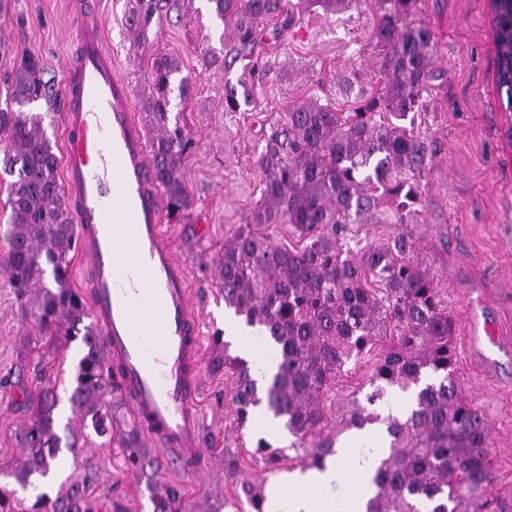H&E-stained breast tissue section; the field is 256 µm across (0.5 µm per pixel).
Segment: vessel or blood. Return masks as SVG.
<instances>
[{"mask_svg": "<svg viewBox=\"0 0 512 512\" xmlns=\"http://www.w3.org/2000/svg\"><path fill=\"white\" fill-rule=\"evenodd\" d=\"M71 36L77 54L63 90L64 182L79 253L94 278L91 310L148 438L163 456L200 459V324L186 268L163 229L147 135L96 22L76 13Z\"/></svg>", "mask_w": 512, "mask_h": 512, "instance_id": "b4317fda", "label": "vessel or blood"}]
</instances>
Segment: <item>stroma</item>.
Listing matches in <instances>:
<instances>
[{
    "mask_svg": "<svg viewBox=\"0 0 512 512\" xmlns=\"http://www.w3.org/2000/svg\"><path fill=\"white\" fill-rule=\"evenodd\" d=\"M96 14L105 45L115 56L134 97L148 90L155 57L173 59L188 79L187 99L173 97L172 114L189 130L193 145L182 179L193 204L180 218L165 219L172 244L187 266L200 314L204 352L196 402L204 422L207 463L189 478L163 462L150 439L144 471L125 465L118 445L97 436L69 402L80 342L46 343L31 306L17 300L0 272V488L14 503L33 498L10 478L25 452L16 434L30 423L35 405L25 394L52 387L57 397L55 430L63 448L60 470L48 492L57 494L93 473L88 495L94 512H153L150 485H178L179 512H252L242 491L250 482L263 490L298 468L287 429L268 437L285 449L287 461L272 466L255 455L264 434L256 414L240 418L234 379L211 367L215 337L233 317L218 286L224 243L251 223L261 200L256 158L273 127L295 103L313 99L339 112L352 111L383 80L371 43L377 22L373 4L329 14L299 10L281 34L272 25L256 44L260 69L230 52L231 34L211 0H161L144 41L126 22L127 0H0V108L23 55L38 56L49 99L31 104L56 149L64 147V62L72 52L70 15ZM418 20L436 42L432 72L411 118L431 155L421 173V202L406 224H350L346 240L382 243L410 233L415 255L428 268L455 322L457 375L464 398L485 414L491 438L493 497L512 504V146L504 136L506 116L493 80L495 50L486 0H421ZM236 110H227L226 97Z\"/></svg>",
    "mask_w": 512,
    "mask_h": 512,
    "instance_id": "35a3bbf8",
    "label": "stroma"
}]
</instances>
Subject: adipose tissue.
<instances>
[{"label":"adipose tissue","mask_w":512,"mask_h":512,"mask_svg":"<svg viewBox=\"0 0 512 512\" xmlns=\"http://www.w3.org/2000/svg\"><path fill=\"white\" fill-rule=\"evenodd\" d=\"M375 435L371 428L352 430L325 470L285 475L271 491L266 512H365L375 491V465L361 449L373 446Z\"/></svg>","instance_id":"ef3b65f1"}]
</instances>
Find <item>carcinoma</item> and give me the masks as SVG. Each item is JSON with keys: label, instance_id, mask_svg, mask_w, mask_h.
<instances>
[{"label": "carcinoma", "instance_id": "obj_1", "mask_svg": "<svg viewBox=\"0 0 512 512\" xmlns=\"http://www.w3.org/2000/svg\"><path fill=\"white\" fill-rule=\"evenodd\" d=\"M216 15L231 26L233 49L247 56L258 41L257 24L291 21L290 7L319 6L326 12L356 8L363 0H211ZM420 0H373L379 13L374 33L380 52L381 89L353 112L303 102L289 108L282 129L269 135L260 154L264 204L254 212L255 227L224 242L219 278L224 304L254 329L276 354L277 371L259 391L250 363L217 352L213 367L235 378L234 401L242 417L260 405L283 421L301 448V470H322L351 429L385 427L388 447L377 456L376 493L366 512H495L490 507L493 472L490 431L481 409L464 400L455 377L453 323L434 277L413 255L402 232L381 244L354 251L341 232L366 215L393 210L405 223L421 190L415 174L427 157L425 142L406 125L418 107L435 54L428 25L413 19ZM158 0H128L135 39L145 38ZM499 55L505 109L512 108V36H501ZM175 61L156 57L151 89L141 99L154 131L153 178L169 214L191 206L181 178L193 141L170 120ZM38 57H22L9 92L14 109L0 110L8 130L5 164H20L11 184L10 249L0 269L21 300L34 295L41 333L64 331V342L81 338L86 350L78 363L70 402L82 422L99 436L112 423V362L102 336L88 317L86 303L70 284L77 225L71 222L58 181L59 159L41 117L24 111L47 95ZM289 224L301 245L274 243L260 228ZM365 364L370 375L366 403L358 397L336 402V378L348 364ZM415 388V403L404 417L378 412L375 404L395 390ZM53 389L41 390L31 423L17 438L27 458L13 476L27 486L47 476L60 452L54 432ZM128 467L143 466L140 433L117 436ZM83 483L51 498L38 495L28 512H93ZM182 488L171 485L152 496L154 512H177Z\"/></svg>", "mask_w": 512, "mask_h": 512}]
</instances>
